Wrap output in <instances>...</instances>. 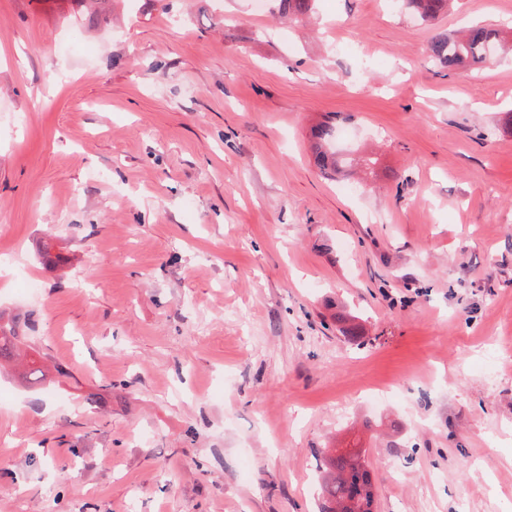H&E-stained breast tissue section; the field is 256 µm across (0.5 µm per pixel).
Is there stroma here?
<instances>
[{
    "instance_id": "stroma-1",
    "label": "stroma",
    "mask_w": 512,
    "mask_h": 512,
    "mask_svg": "<svg viewBox=\"0 0 512 512\" xmlns=\"http://www.w3.org/2000/svg\"><path fill=\"white\" fill-rule=\"evenodd\" d=\"M472 22L0 0V512H318L353 438L374 512H512V53L426 52ZM339 116L375 170L314 166ZM21 332L19 318L0 323V363H10L20 356Z\"/></svg>"
}]
</instances>
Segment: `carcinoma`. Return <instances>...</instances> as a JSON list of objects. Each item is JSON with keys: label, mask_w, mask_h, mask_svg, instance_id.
I'll return each instance as SVG.
<instances>
[{"label": "carcinoma", "mask_w": 512, "mask_h": 512, "mask_svg": "<svg viewBox=\"0 0 512 512\" xmlns=\"http://www.w3.org/2000/svg\"><path fill=\"white\" fill-rule=\"evenodd\" d=\"M449 0H404L407 8L423 22L437 19L448 8ZM281 15L303 19L316 10V0H272ZM505 46L503 31L494 25H475L460 36H439L427 47L429 57L442 69L450 71L486 64L497 58ZM333 125L326 123L312 131L315 139L313 162L326 170L343 164L349 158L338 157L332 148ZM22 326L17 318L0 323V363H10L20 356ZM327 478L323 487L322 512H372L374 485L372 472L360 448H338L326 458Z\"/></svg>", "instance_id": "cac0c4a2"}]
</instances>
